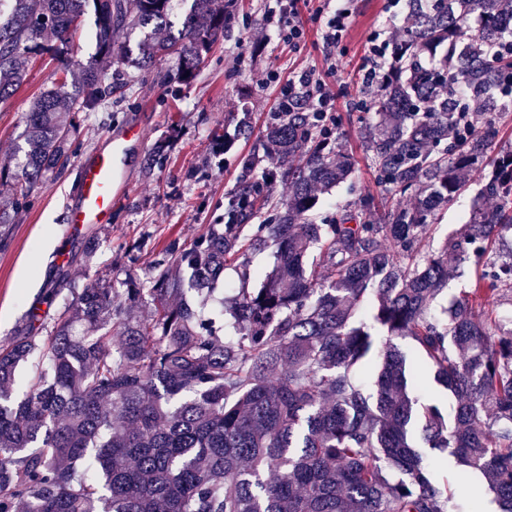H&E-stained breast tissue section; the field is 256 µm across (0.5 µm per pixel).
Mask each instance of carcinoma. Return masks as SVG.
Wrapping results in <instances>:
<instances>
[{
    "instance_id": "obj_1",
    "label": "carcinoma",
    "mask_w": 512,
    "mask_h": 512,
    "mask_svg": "<svg viewBox=\"0 0 512 512\" xmlns=\"http://www.w3.org/2000/svg\"><path fill=\"white\" fill-rule=\"evenodd\" d=\"M0 9V102L25 78L28 60L68 54L76 21L93 18L95 53L69 59L25 113L12 157L0 162L11 209L71 156L63 112H86L112 96V65L149 67L174 54L191 80L224 34V0H7ZM481 20L477 31L471 18ZM512 41V0H407L394 48V77L369 104L376 121L361 135L384 192L395 200L371 222L372 199L316 224L319 195L351 173L308 112L275 118L262 155L224 211L192 243H173L123 288L95 283L72 300L45 336L0 346V512H451L408 442L424 421L430 448L448 450L483 474L500 512H512V328L497 316L499 285L512 273L479 277L442 314L431 302L448 282L445 256L481 257L492 237L512 233V153L482 170ZM484 123L474 136L464 124ZM481 195L466 231L438 255L422 252L428 217L471 173ZM288 197L253 248L271 245L273 265L207 317L183 297L224 286L245 256L241 228L261 214L268 185ZM369 303L386 331L375 347L355 321ZM409 339L455 400L452 417L408 393ZM41 369L22 397L18 368Z\"/></svg>"
}]
</instances>
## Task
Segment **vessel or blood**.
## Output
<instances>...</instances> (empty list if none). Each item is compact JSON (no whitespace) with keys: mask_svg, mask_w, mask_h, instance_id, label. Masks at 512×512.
Instances as JSON below:
<instances>
[{"mask_svg":"<svg viewBox=\"0 0 512 512\" xmlns=\"http://www.w3.org/2000/svg\"><path fill=\"white\" fill-rule=\"evenodd\" d=\"M144 139L142 129L130 125L113 137L108 147L99 149L85 162L78 201L71 207L63 234L73 237L83 225L108 223L113 208L128 189L127 158Z\"/></svg>","mask_w":512,"mask_h":512,"instance_id":"1","label":"vessel or blood"}]
</instances>
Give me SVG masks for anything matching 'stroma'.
Wrapping results in <instances>:
<instances>
[{
    "mask_svg": "<svg viewBox=\"0 0 512 512\" xmlns=\"http://www.w3.org/2000/svg\"><path fill=\"white\" fill-rule=\"evenodd\" d=\"M274 0H232L224 19V35L206 55L196 77L188 82L177 75L175 59L165 58L141 68L134 62L119 65L112 74L109 100L89 112L69 114L72 124L71 162L47 184L37 186L27 207L15 215L9 239L0 246V345L27 335L29 313L39 309L52 318L70 293L45 302L49 273L67 266L73 287L98 280L120 284L128 271L147 274L172 242H188L205 234L210 225L224 221L229 193L244 174V160L275 113L280 88L255 83L258 73L276 70L289 74L313 68L339 89L334 133L352 158L349 178L320 197L317 222H325L338 206L373 198L384 192L363 146L360 125L361 94L356 74L365 50L376 33L404 25V0H350L351 21L335 69H327L322 43L309 36L299 50L289 49L267 23ZM262 46H254L257 36ZM59 64L49 56L33 59L17 93L0 102V160L7 159L23 129L22 115L47 87ZM250 112L251 129L235 138L231 148L215 135L233 128L241 112ZM130 123L146 132L144 145L129 159L130 191L113 210L109 223L85 226L79 238L63 237L69 208L80 195V162ZM481 183L471 178L462 193L429 217V250H439L456 237L468 219ZM512 256V236L492 240L481 262L448 257V283L434 300L433 309L446 307L467 288L476 270L493 271ZM247 267H231L224 274L220 293L226 297L253 287L273 263L270 250L253 249ZM424 456L452 490L461 512L480 505L482 512H499L482 475L460 480L449 454L427 448Z\"/></svg>",
    "mask_w": 512,
    "mask_h": 512,
    "instance_id": "1",
    "label": "stroma"
}]
</instances>
